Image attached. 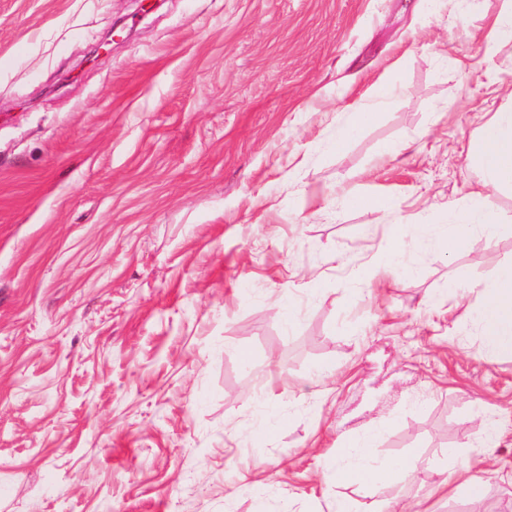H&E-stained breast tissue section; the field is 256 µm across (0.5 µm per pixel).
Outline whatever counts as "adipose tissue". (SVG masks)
Returning a JSON list of instances; mask_svg holds the SVG:
<instances>
[{
  "label": "adipose tissue",
  "mask_w": 512,
  "mask_h": 512,
  "mask_svg": "<svg viewBox=\"0 0 512 512\" xmlns=\"http://www.w3.org/2000/svg\"><path fill=\"white\" fill-rule=\"evenodd\" d=\"M471 152L491 186L512 187V106L499 109L480 127L478 140ZM477 206L455 215L451 224L427 226L425 236L441 252L455 254L471 235L486 242L496 241L502 226L490 216L491 207L484 195H477ZM482 293L483 303L475 310L474 318L483 332V344L488 353H512V262L501 265L491 283ZM375 433H367L343 450L344 460L330 468L336 482L376 486L394 483L414 474L412 459L400 461L380 459L375 455Z\"/></svg>",
  "instance_id": "adipose-tissue-1"
}]
</instances>
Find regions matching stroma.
<instances>
[{"label":"stroma","instance_id":"1","mask_svg":"<svg viewBox=\"0 0 512 512\" xmlns=\"http://www.w3.org/2000/svg\"><path fill=\"white\" fill-rule=\"evenodd\" d=\"M503 4L0 0V512L512 502V355L472 316L512 261V188L495 243L420 234L475 206ZM378 85L400 93L337 145L325 113ZM374 430L414 479L327 483ZM468 459L477 507L445 491ZM395 231L392 233L388 246L382 255L384 267L392 272L400 270V255L403 249V235L401 225H394Z\"/></svg>","mask_w":512,"mask_h":512}]
</instances>
